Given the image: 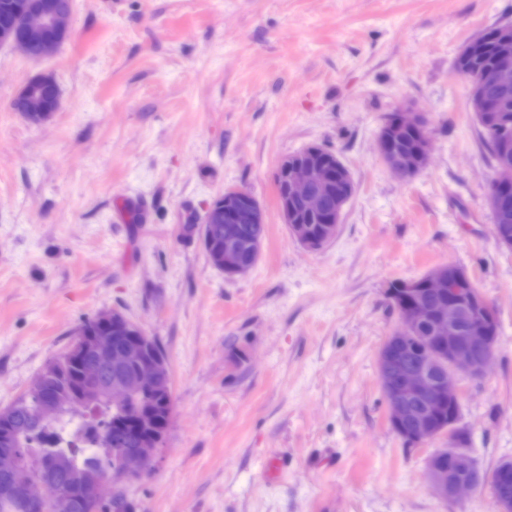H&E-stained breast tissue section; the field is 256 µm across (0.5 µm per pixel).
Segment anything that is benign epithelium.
<instances>
[{"label": "benign epithelium", "mask_w": 512, "mask_h": 512, "mask_svg": "<svg viewBox=\"0 0 512 512\" xmlns=\"http://www.w3.org/2000/svg\"><path fill=\"white\" fill-rule=\"evenodd\" d=\"M72 10L55 0H23L17 22L0 35V44L17 47L33 59L54 54L69 36ZM469 102L473 112H496L498 101L489 96L487 88L504 93L512 89V36L499 40L491 68L467 75ZM53 82L49 75L33 79L12 101L16 107L22 98L36 99L43 87ZM416 130L419 147L407 156L394 152L395 133ZM379 154L386 166L400 177L411 176L425 169L432 144L427 133V120L418 112L399 114L392 124L383 127L377 142ZM285 180L284 195L278 198L283 223L305 247H311L306 228L295 222L294 212L301 210L322 216L326 237L336 235V224L350 199L353 183L347 168L336 160L293 162L283 160L276 169L274 180ZM512 194V185L490 184L486 202L497 210L499 202ZM221 211H206L204 223L224 225V248L206 249L211 264L229 277L247 275L251 264L241 260L249 251L259 255L262 241L244 237L242 225L265 223V213L251 192L229 188L220 196ZM429 293L439 305L424 303L398 308L400 328L383 342L377 356V373L387 407L389 425L399 437L413 445L448 438V447L434 451L427 460L426 481L432 492L444 499L454 500L483 483L484 478L465 448L452 438V431L437 427L432 421L434 407L443 400L453 404L460 399L458 375L480 380L491 365L498 344V332L493 327L494 305L477 289L469 274L458 267L431 270L427 282ZM469 325H461L463 316ZM97 320L105 331L90 337L88 349L103 356L109 363L111 375L100 385L94 372H89L85 401L92 402L105 392L112 405L123 408L137 394L159 396L171 391L170 370L165 356L150 350L140 338L142 327L118 310L103 311ZM430 325L415 363H409L401 353L403 344L414 338L423 325ZM163 431L154 427L143 435L140 447L120 452V464L112 473L132 482L150 473L162 449ZM0 498L7 500L19 493L25 512H42L47 495L57 485L51 477L30 476L20 465L18 452H0Z\"/></svg>", "instance_id": "1"}]
</instances>
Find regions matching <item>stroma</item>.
I'll use <instances>...</instances> for the list:
<instances>
[{
  "mask_svg": "<svg viewBox=\"0 0 512 512\" xmlns=\"http://www.w3.org/2000/svg\"><path fill=\"white\" fill-rule=\"evenodd\" d=\"M512 25V0H72L71 34L34 60L0 46V409L116 309L161 344L174 412L135 512H495L427 487L438 439L388 426L378 351L399 327L389 283L453 264L497 308L489 374L461 382L477 468L512 460V251L484 203L487 140L455 69L460 48ZM60 102L34 124L11 107L39 75ZM412 103L434 144L403 180L376 151ZM311 144L354 192L332 241L283 224L274 174ZM267 235L231 278L195 232L228 188ZM288 469L268 482L263 463Z\"/></svg>",
  "mask_w": 512,
  "mask_h": 512,
  "instance_id": "35a3bbf8",
  "label": "stroma"
}]
</instances>
